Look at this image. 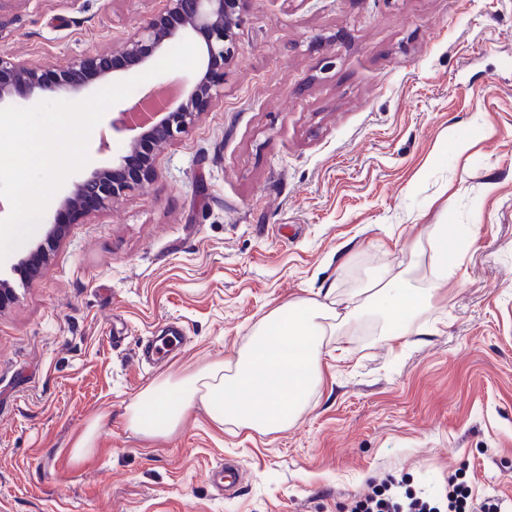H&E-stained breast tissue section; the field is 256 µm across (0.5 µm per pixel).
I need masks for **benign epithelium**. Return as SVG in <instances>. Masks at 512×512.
Here are the masks:
<instances>
[{"label": "benign epithelium", "instance_id": "benign-epithelium-1", "mask_svg": "<svg viewBox=\"0 0 512 512\" xmlns=\"http://www.w3.org/2000/svg\"><path fill=\"white\" fill-rule=\"evenodd\" d=\"M164 7L141 22L126 37L121 57L98 53L68 60L58 65V78L43 82L40 72L26 62L0 54V105L12 102L13 94L24 88L29 100L35 95H64L80 91L94 75L106 81L114 73L129 71L152 62L171 40L199 36L204 40V54L197 76L180 85L178 95L157 108L147 122L134 107L118 111L112 129L129 131L133 136L127 153L110 169L93 171L74 184L63 206L80 208L86 196L105 208L112 201L134 190L153 174L154 157L143 150L145 143L160 149L178 140L194 124L201 107L219 94L224 81V62L236 49V30L242 21L245 0H164Z\"/></svg>", "mask_w": 512, "mask_h": 512}]
</instances>
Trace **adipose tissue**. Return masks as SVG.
Instances as JSON below:
<instances>
[{
	"label": "adipose tissue",
	"instance_id": "adipose-tissue-1",
	"mask_svg": "<svg viewBox=\"0 0 512 512\" xmlns=\"http://www.w3.org/2000/svg\"><path fill=\"white\" fill-rule=\"evenodd\" d=\"M435 258V274L425 288L410 287L405 273L386 269L368 284L366 302L300 298L271 310L254 326L235 362H210L145 388L126 408L128 428L144 437L169 435L199 407L219 425L262 434L288 429L322 380L324 336L357 319L364 303H372L388 323L389 343L408 336L410 325L427 322L435 291L448 283L447 250Z\"/></svg>",
	"mask_w": 512,
	"mask_h": 512
}]
</instances>
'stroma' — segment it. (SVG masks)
I'll use <instances>...</instances> for the list:
<instances>
[{"mask_svg": "<svg viewBox=\"0 0 512 512\" xmlns=\"http://www.w3.org/2000/svg\"><path fill=\"white\" fill-rule=\"evenodd\" d=\"M163 0H0V53L52 72L120 51ZM219 95L112 207L50 201L6 259L0 304V512H348L372 480L512 501V0H247ZM104 115L88 169L128 133ZM467 136L464 154L448 146ZM439 224H474L407 345L367 316L330 336L322 382L288 429L189 411L145 439L128 403L153 381L235 360L297 298L356 293L380 270L432 278ZM419 245L409 257L405 242ZM179 326L168 360L151 340ZM97 423L96 452L70 448ZM232 461L238 491L209 469Z\"/></svg>", "mask_w": 512, "mask_h": 512, "instance_id": "stroma-1", "label": "stroma"}]
</instances>
